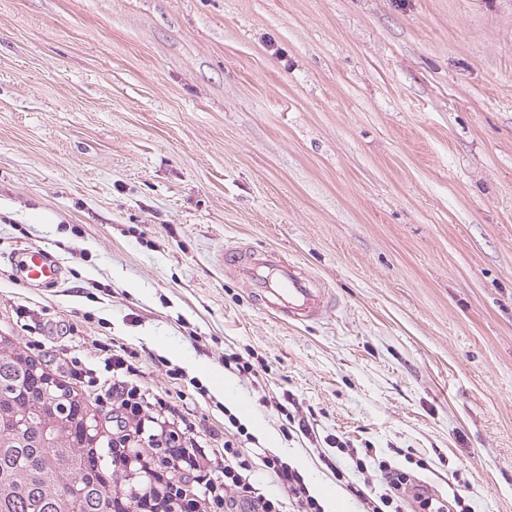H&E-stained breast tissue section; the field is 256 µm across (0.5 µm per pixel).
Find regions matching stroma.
Returning a JSON list of instances; mask_svg holds the SVG:
<instances>
[{
	"mask_svg": "<svg viewBox=\"0 0 512 512\" xmlns=\"http://www.w3.org/2000/svg\"><path fill=\"white\" fill-rule=\"evenodd\" d=\"M229 245L333 308L258 309ZM30 246L62 283L21 282ZM0 336L104 420L135 351L196 447L236 415L340 512L381 485L340 440L512 512V0H0Z\"/></svg>",
	"mask_w": 512,
	"mask_h": 512,
	"instance_id": "obj_1",
	"label": "stroma"
}]
</instances>
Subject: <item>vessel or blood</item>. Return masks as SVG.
I'll use <instances>...</instances> for the list:
<instances>
[{"label": "vessel or blood", "instance_id": "1", "mask_svg": "<svg viewBox=\"0 0 512 512\" xmlns=\"http://www.w3.org/2000/svg\"><path fill=\"white\" fill-rule=\"evenodd\" d=\"M23 268L29 280L59 281L61 270L48 264L41 249H23ZM225 269L250 288L253 301L283 315L292 323L322 319L332 308V295L323 282L297 264L276 258L274 252L229 248L224 252Z\"/></svg>", "mask_w": 512, "mask_h": 512}]
</instances>
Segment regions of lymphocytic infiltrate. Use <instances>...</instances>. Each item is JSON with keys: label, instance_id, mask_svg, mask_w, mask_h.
<instances>
[{"label": "lymphocytic infiltrate", "instance_id": "1", "mask_svg": "<svg viewBox=\"0 0 512 512\" xmlns=\"http://www.w3.org/2000/svg\"><path fill=\"white\" fill-rule=\"evenodd\" d=\"M112 370L119 377L112 387V456L115 464L150 476L152 488L142 502L147 512H284L288 504L294 512H323L299 469L279 454L264 448L254 458L229 439L219 457L188 445V424L164 398L154 399L159 409L156 417L142 415V393L133 381L138 368L130 354L113 355ZM347 455L357 471L375 467L385 482L379 492L355 489L364 512H393L401 491L409 487L422 512H446L445 506L435 505L427 488L410 486L407 475L389 460L369 450L361 454L351 449ZM257 458L273 475L278 494L255 488L252 476Z\"/></svg>", "mask_w": 512, "mask_h": 512}]
</instances>
